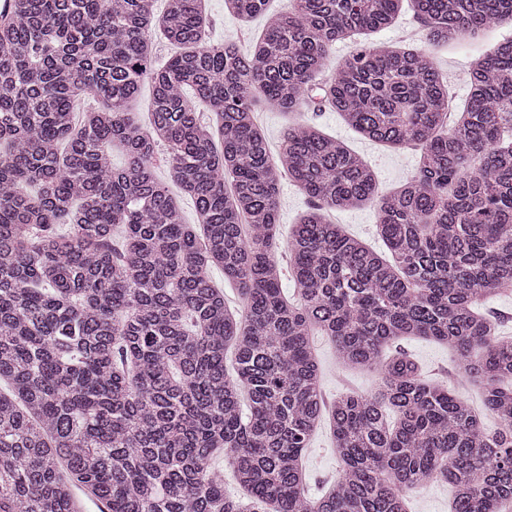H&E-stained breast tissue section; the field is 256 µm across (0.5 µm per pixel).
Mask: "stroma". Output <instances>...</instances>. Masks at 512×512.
Instances as JSON below:
<instances>
[{"mask_svg": "<svg viewBox=\"0 0 512 512\" xmlns=\"http://www.w3.org/2000/svg\"><path fill=\"white\" fill-rule=\"evenodd\" d=\"M210 18L207 37L210 42L231 41L241 49H248L265 27L264 18L244 22L229 13L225 0H204ZM512 37V21L505 19L493 25L474 40L436 44L427 38V30L410 6H403L396 22L385 29L355 35L351 40L336 43L330 51L331 59L351 54L355 48L374 44L388 48L409 47L431 53L448 83V91L455 106H463L469 92V62L477 53H488L495 46ZM256 116L263 126L271 149H278L284 131L297 123H312L326 134L343 140L353 151L360 154L373 168L381 191L398 189L414 175L419 151L412 146L394 147L364 139L347 126L337 112L323 107L319 101L305 102L300 111L283 112L258 106ZM309 199L290 182H282L279 197V231L277 247H284L291 227L300 222L309 210ZM334 222L363 240L376 251L385 246L377 234V205L369 203L360 208L333 213ZM316 357L321 365L322 386L327 399H335L343 393H372L375 376L366 369L345 368L336 360L331 340L315 335L313 341ZM397 350L408 353L419 365L422 374L433 381L450 386L463 399L480 405L481 393L470 384L458 369L457 354L447 346L425 340L405 339L396 345ZM334 440L329 425H321L311 438L304 457V464L311 476L309 491L317 495L336 482L340 468L333 451Z\"/></svg>", "mask_w": 512, "mask_h": 512, "instance_id": "obj_1", "label": "stroma"}]
</instances>
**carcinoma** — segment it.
Listing matches in <instances>:
<instances>
[{
    "label": "carcinoma",
    "instance_id": "obj_1",
    "mask_svg": "<svg viewBox=\"0 0 512 512\" xmlns=\"http://www.w3.org/2000/svg\"><path fill=\"white\" fill-rule=\"evenodd\" d=\"M400 2L292 0L270 14L269 0H227L243 21L268 16L244 52L206 40L202 0H167L159 17L152 0H14L0 24V512H79L85 499L246 512L208 466L221 452L271 512H407L406 491L432 481L452 487L451 512L512 505V338L478 309L512 286V39L472 60L454 117L424 51L362 46L327 74L336 42L391 26ZM412 8L442 42L512 16V0ZM157 28L180 48L160 66ZM145 81L146 129L129 112ZM313 87L366 139L420 150L399 190L379 193L372 167L314 124L270 155L256 103L297 111ZM83 95L99 106L77 125ZM160 144L195 224L155 174ZM284 179L312 202L286 243L291 300L275 250ZM374 200L388 257L328 219ZM316 332L338 362L375 371L378 391L325 405ZM405 338L455 350L496 428L387 353ZM325 416L341 476L312 496L303 459Z\"/></svg>",
    "mask_w": 512,
    "mask_h": 512
}]
</instances>
